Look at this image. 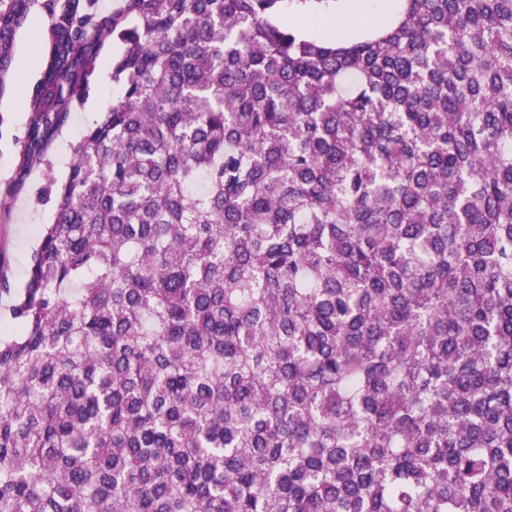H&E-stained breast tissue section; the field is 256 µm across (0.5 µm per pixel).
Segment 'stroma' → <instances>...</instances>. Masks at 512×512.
<instances>
[{
    "mask_svg": "<svg viewBox=\"0 0 512 512\" xmlns=\"http://www.w3.org/2000/svg\"><path fill=\"white\" fill-rule=\"evenodd\" d=\"M48 19L34 12L15 38L13 68L8 89L0 97V279L9 291L0 304L10 305L14 292L24 288L31 271V256L44 224L54 216V197L48 190L50 177H63L71 161V147L108 103L119 94L112 82V59L119 48L106 46L97 63V90L75 105L58 130L45 142L44 161L28 162L27 142L31 114L24 102L42 75L44 34Z\"/></svg>",
    "mask_w": 512,
    "mask_h": 512,
    "instance_id": "obj_1",
    "label": "stroma"
}]
</instances>
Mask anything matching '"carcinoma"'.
<instances>
[{
    "label": "carcinoma",
    "instance_id": "1",
    "mask_svg": "<svg viewBox=\"0 0 512 512\" xmlns=\"http://www.w3.org/2000/svg\"><path fill=\"white\" fill-rule=\"evenodd\" d=\"M283 2L0 0L31 158L122 45L0 336V512H512V0L342 46Z\"/></svg>",
    "mask_w": 512,
    "mask_h": 512
}]
</instances>
